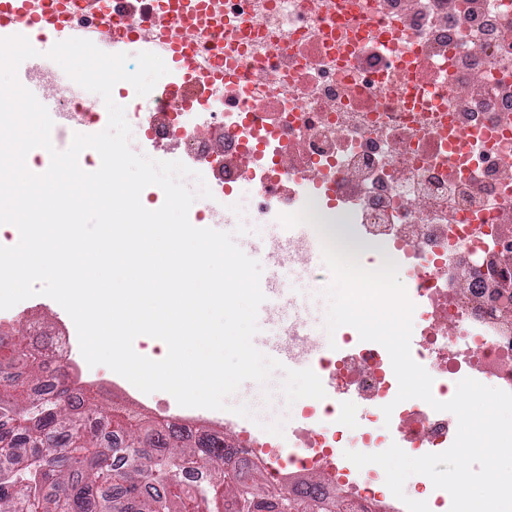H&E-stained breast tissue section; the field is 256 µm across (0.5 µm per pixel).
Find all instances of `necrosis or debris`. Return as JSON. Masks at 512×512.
<instances>
[{
    "instance_id": "obj_1",
    "label": "necrosis or debris",
    "mask_w": 512,
    "mask_h": 512,
    "mask_svg": "<svg viewBox=\"0 0 512 512\" xmlns=\"http://www.w3.org/2000/svg\"><path fill=\"white\" fill-rule=\"evenodd\" d=\"M132 7L70 0L78 25L153 33L159 0ZM193 40L196 78L219 66L223 80L176 112L160 78L126 115L136 133L194 158L222 140L224 176L210 190L225 221L241 195L255 224L306 207L315 222L330 212L358 225L361 249L399 267L411 355L435 400L466 377L512 392V0H215ZM48 352L90 386L75 328ZM319 368L336 396L300 410L277 483L342 512H406L375 466L352 476L343 450L441 453L456 422L423 400L396 402L388 351L356 329ZM341 398L364 408L358 433L336 411ZM225 454L229 466L261 467L277 449L250 428Z\"/></svg>"
}]
</instances>
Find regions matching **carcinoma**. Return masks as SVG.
<instances>
[{
	"instance_id": "1",
	"label": "carcinoma",
	"mask_w": 512,
	"mask_h": 512,
	"mask_svg": "<svg viewBox=\"0 0 512 512\" xmlns=\"http://www.w3.org/2000/svg\"><path fill=\"white\" fill-rule=\"evenodd\" d=\"M41 348L12 342L0 358V512H329L261 482L256 468L224 469V444L172 424L145 425L84 409ZM187 468L209 479L190 485Z\"/></svg>"
}]
</instances>
